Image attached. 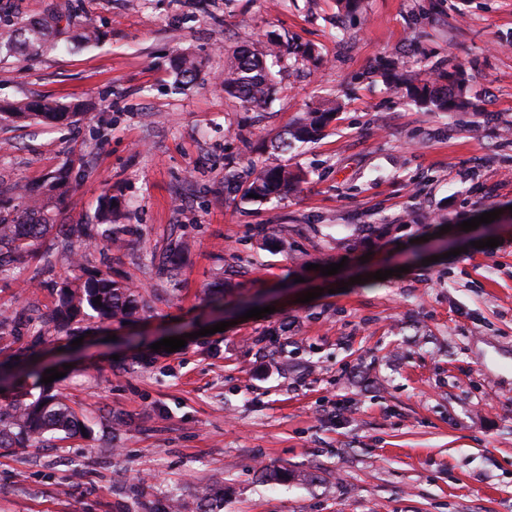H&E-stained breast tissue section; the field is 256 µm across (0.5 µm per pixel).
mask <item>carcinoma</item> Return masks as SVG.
<instances>
[{"label": "carcinoma", "mask_w": 512, "mask_h": 512, "mask_svg": "<svg viewBox=\"0 0 512 512\" xmlns=\"http://www.w3.org/2000/svg\"><path fill=\"white\" fill-rule=\"evenodd\" d=\"M48 36L44 25H17L9 20L0 27V51L41 46ZM283 44L278 40L268 42L264 50L239 48L234 62L224 72V92L250 107L254 111L263 110L274 90V79L267 58L282 53ZM182 82H192L197 77L198 63L190 55L182 56L177 63ZM410 98L436 112H456L469 105L466 84L459 72L441 75L431 80H418L409 75L400 76ZM30 117L41 122L60 124L69 118L51 102L33 101L27 105V112H1L0 122L15 118ZM327 116L307 113L296 124L289 126L276 139L274 148L286 154L298 143H305L318 131ZM225 181L233 190L242 191V199L256 194L259 201L269 202L288 195L298 189L301 177L288 169V165L271 162L259 169L249 168L245 175L229 173ZM64 185L59 177L51 181L42 194H30L24 185H17L19 196L25 200L24 216L12 220L0 217V269H25L35 256L41 241L56 227L50 204L53 197ZM88 242L101 240L110 247H122L119 230L112 226L104 231L97 224H81L71 228L62 240V248L72 249L73 234ZM75 275L65 280L59 288L57 308L41 320L45 329H60L70 326L75 319L89 309L104 323L126 321L133 318L145 304L140 294L129 284L112 278L110 271L88 272L84 269L79 253H73ZM101 304H95V298ZM42 368L28 364L17 370L3 372L4 379L10 381L15 395L9 403L0 407V448L14 446L40 447L47 436L59 439L69 438L80 431L82 424L74 409L66 403L61 394L51 386L29 385L26 379L37 377ZM40 388L38 396L32 389ZM214 496L209 487L198 491L194 503L187 501L172 505V512H201L199 503Z\"/></svg>", "instance_id": "carcinoma-1"}]
</instances>
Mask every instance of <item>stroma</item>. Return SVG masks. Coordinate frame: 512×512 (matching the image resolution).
I'll use <instances>...</instances> for the list:
<instances>
[{
    "label": "stroma",
    "instance_id": "obj_1",
    "mask_svg": "<svg viewBox=\"0 0 512 512\" xmlns=\"http://www.w3.org/2000/svg\"><path fill=\"white\" fill-rule=\"evenodd\" d=\"M65 2L70 20L51 24ZM0 16L50 24L41 50L0 57V109L82 107L0 124V215L23 210L13 184L38 195L62 169L58 223H95L111 192L123 248H77L146 304L42 335L70 256L0 271V364L65 368L56 387L89 428L0 455V512H167L204 485L211 512H512V0H0ZM271 38L290 51L253 112L224 72ZM181 53L195 84L176 82ZM458 69L462 112L428 111L392 78ZM329 107L287 155L299 191L244 203L227 188ZM177 243L170 281L159 261ZM255 300L274 313L244 318ZM30 112H1L0 122L13 121L15 118H34L41 122L50 124H60L69 118V114L76 112H60L59 107L55 103L46 101H33L27 105ZM23 114V115H22ZM330 109L327 112L316 115L318 112H307L295 125H290L276 139L274 148L281 154H288L296 146V143H305L318 131L321 123L328 119L326 113H332Z\"/></svg>",
    "mask_w": 512,
    "mask_h": 512
}]
</instances>
